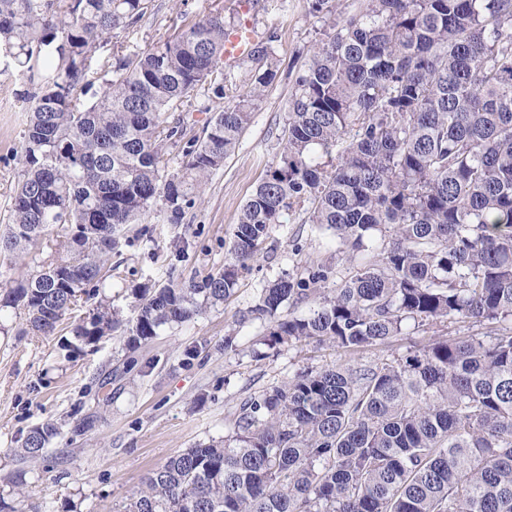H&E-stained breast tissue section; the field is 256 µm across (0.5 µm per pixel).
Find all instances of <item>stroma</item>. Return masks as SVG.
Listing matches in <instances>:
<instances>
[{
  "label": "stroma",
  "mask_w": 512,
  "mask_h": 512,
  "mask_svg": "<svg viewBox=\"0 0 512 512\" xmlns=\"http://www.w3.org/2000/svg\"><path fill=\"white\" fill-rule=\"evenodd\" d=\"M218 9L226 23L238 22L234 0H152L138 22L98 49L90 66L144 51ZM249 20L258 39L271 43L277 78L256 101L234 153L210 176L185 222L146 221L136 245L123 248L110 294L124 320L137 316L132 290L144 278L186 283L223 269L240 209L280 152L295 80L311 48L330 31L309 0H255ZM5 66L1 58L0 207L18 178L27 118V105L18 98L20 81ZM320 259L345 274L348 264L337 256L331 236L302 223L298 214L284 215L224 304L162 331L137 352L138 363L129 371L120 339L69 359L59 336L29 335L23 316L0 312V476L17 468L14 450L26 432L54 422L59 435L45 461L26 475L25 495L34 512H122L145 476L168 457L230 436V416L242 402L301 370L343 360L336 348L312 341L254 358L263 326L240 320L267 280L284 272L303 276ZM228 335L235 336L236 351L223 350ZM88 416L96 417L95 426L78 431Z\"/></svg>",
  "instance_id": "35a3bbf8"
}]
</instances>
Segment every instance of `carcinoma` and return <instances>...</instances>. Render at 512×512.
Listing matches in <instances>:
<instances>
[{
  "label": "carcinoma",
  "instance_id": "carcinoma-1",
  "mask_svg": "<svg viewBox=\"0 0 512 512\" xmlns=\"http://www.w3.org/2000/svg\"><path fill=\"white\" fill-rule=\"evenodd\" d=\"M310 2L333 32L296 80L282 151L241 208L224 270L145 282L127 326L105 294L122 231L152 214L182 223L275 81L272 47L253 44L246 58L265 69L188 138L171 113L199 85L226 95L223 11L93 71L149 0H0V54L28 104L0 263L33 264L0 287V312H27L44 336L70 324L72 354L117 331L135 352L224 303L302 208L348 274L331 288L328 261L284 273L241 320L267 322L268 347L315 341L350 358L244 402L233 436L169 457L124 512H512V0H366L339 22L340 0ZM173 148L184 165L168 175ZM82 295L97 299L83 317ZM445 321L481 332L374 366L352 357ZM57 434L29 429L19 461L43 459ZM25 475L8 478L0 512H32Z\"/></svg>",
  "mask_w": 512,
  "mask_h": 512
}]
</instances>
